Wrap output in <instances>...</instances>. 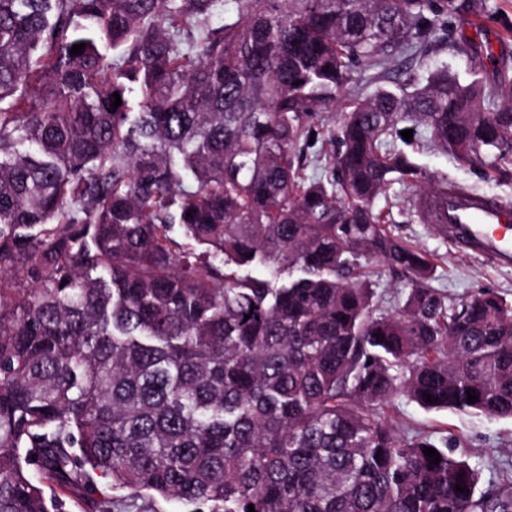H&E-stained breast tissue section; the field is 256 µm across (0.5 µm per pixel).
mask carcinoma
Listing matches in <instances>:
<instances>
[{
    "label": "carcinoma",
    "mask_w": 512,
    "mask_h": 512,
    "mask_svg": "<svg viewBox=\"0 0 512 512\" xmlns=\"http://www.w3.org/2000/svg\"><path fill=\"white\" fill-rule=\"evenodd\" d=\"M219 6L0 0V512H63L33 463L207 512H512V464L482 488L381 417L512 418V305L428 287L374 207L414 185L445 226L403 130L511 168L512 73L488 92L432 60L456 0H235L214 27ZM362 64L387 84L317 128ZM386 273L406 288L381 312Z\"/></svg>",
    "instance_id": "cac0c4a2"
}]
</instances>
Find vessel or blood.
Listing matches in <instances>:
<instances>
[{
    "mask_svg": "<svg viewBox=\"0 0 512 512\" xmlns=\"http://www.w3.org/2000/svg\"><path fill=\"white\" fill-rule=\"evenodd\" d=\"M430 208L446 218L449 238L466 251L501 267L512 266L511 203L459 186L449 189L447 198L436 200Z\"/></svg>",
    "mask_w": 512,
    "mask_h": 512,
    "instance_id": "obj_1",
    "label": "vessel or blood"
}]
</instances>
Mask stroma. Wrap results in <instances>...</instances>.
Wrapping results in <instances>:
<instances>
[{
    "mask_svg": "<svg viewBox=\"0 0 512 512\" xmlns=\"http://www.w3.org/2000/svg\"><path fill=\"white\" fill-rule=\"evenodd\" d=\"M437 61L461 82L481 79L487 86L497 81V62L512 65V0H481L477 11L462 9L448 18V41L438 50ZM415 161L433 183L441 179L459 183L478 193L495 194L512 202V178L486 175L476 167L462 165L449 155L427 148L416 152ZM414 192L401 185L389 188L375 208L389 213L390 231L409 245L431 254L435 273L430 287L452 300L468 299L491 289L512 304V267L496 268L483 258L463 251L437 225L412 217ZM386 422L398 435L417 431L444 442L451 456L463 457L492 478V463L512 461V418H488L453 410L428 411L399 397L383 408Z\"/></svg>",
    "mask_w": 512,
    "mask_h": 512,
    "instance_id": "1",
    "label": "stroma"
}]
</instances>
